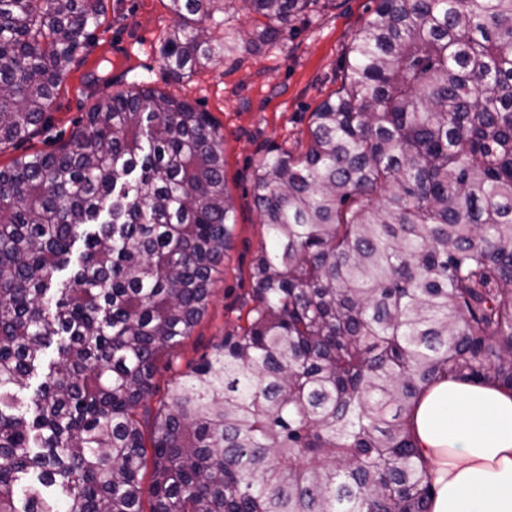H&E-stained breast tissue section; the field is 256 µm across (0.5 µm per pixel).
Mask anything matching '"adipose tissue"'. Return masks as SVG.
Masks as SVG:
<instances>
[{"label": "adipose tissue", "mask_w": 512, "mask_h": 512, "mask_svg": "<svg viewBox=\"0 0 512 512\" xmlns=\"http://www.w3.org/2000/svg\"><path fill=\"white\" fill-rule=\"evenodd\" d=\"M410 424L436 489L429 512H512V394L442 378Z\"/></svg>", "instance_id": "1"}]
</instances>
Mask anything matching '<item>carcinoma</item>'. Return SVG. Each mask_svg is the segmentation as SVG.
Instances as JSON below:
<instances>
[{"mask_svg":"<svg viewBox=\"0 0 512 512\" xmlns=\"http://www.w3.org/2000/svg\"><path fill=\"white\" fill-rule=\"evenodd\" d=\"M215 0H169L174 81ZM274 42L314 0H242ZM104 0H0V151L32 139ZM297 155L253 172L245 323L139 410L232 237L206 112L98 99L0 166V512H427L408 411L439 376L512 394V0H378ZM152 466V481L142 480Z\"/></svg>","mask_w":512,"mask_h":512,"instance_id":"1","label":"carcinoma"}]
</instances>
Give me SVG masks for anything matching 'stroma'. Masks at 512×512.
Listing matches in <instances>:
<instances>
[{
    "label": "stroma",
    "instance_id": "35a3bbf8",
    "mask_svg": "<svg viewBox=\"0 0 512 512\" xmlns=\"http://www.w3.org/2000/svg\"><path fill=\"white\" fill-rule=\"evenodd\" d=\"M106 11L87 46L69 66L46 122L32 141L0 152V166L67 142L84 112L100 97L149 87L209 114L224 144V181L234 231L215 276L208 308L180 345L162 355L154 377L157 397L184 381L201 359L213 357L225 333L239 323L249 298V267L264 243L254 204L252 171L271 145L298 151L308 141L311 113L341 86L348 49L376 0H315L274 43L215 55L175 83L159 52L174 17L168 0H105ZM214 37L252 33L256 16L234 0L228 10L199 17Z\"/></svg>",
    "mask_w": 512,
    "mask_h": 512
}]
</instances>
